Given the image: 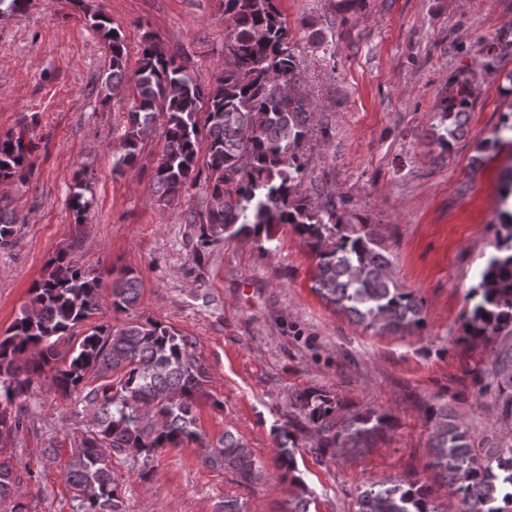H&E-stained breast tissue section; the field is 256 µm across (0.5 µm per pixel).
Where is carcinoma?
I'll return each instance as SVG.
<instances>
[{"label":"carcinoma","instance_id":"obj_1","mask_svg":"<svg viewBox=\"0 0 512 512\" xmlns=\"http://www.w3.org/2000/svg\"><path fill=\"white\" fill-rule=\"evenodd\" d=\"M91 19L112 50L105 87L117 93L131 83L135 90L114 166L134 165L144 136L165 114V144L153 182L166 205L205 185L200 208L186 215L199 231L196 256L226 238L269 243L276 228L288 225L317 258L316 290L335 309L389 334L422 326L423 302L392 277V245L381 225L368 223L328 181L313 176L303 146L315 129V106L278 0H224V70L209 86L165 54L151 34L138 66L129 71L120 32L95 14ZM476 85V74L467 68L448 81L440 100L445 126L435 136L444 152L464 132ZM34 148L21 133L0 135V180L24 177ZM505 148L512 149V112L502 115L482 144L489 152ZM90 191L86 180L74 177L69 202L79 224L90 207ZM15 224L0 197V250L16 247ZM490 229L493 252L470 290L473 305L465 323V335L486 341L512 335V171ZM110 274L105 292L102 274L74 264L68 249L58 251L31 289L29 306L0 333V439L22 427L23 406L16 400L28 394L34 377L49 371L60 394L83 390L82 400L93 411L65 474L73 512H124L112 461L147 460L161 448L186 442L209 448L204 463L240 484L264 481L268 471L240 435L226 428L217 443L207 445L196 427L207 373L194 354L195 337L146 320L105 322L73 341L103 300L115 316L129 314L137 303L141 279L135 271ZM498 375V386L509 390L503 412L512 415V348L504 351ZM87 378L100 383L87 389ZM290 407L294 417L275 428V468L297 488L287 512H311L314 498L297 475L300 435L316 436L312 451L322 461L338 449L370 447L393 418L373 409L352 412L336 395L318 389L293 393ZM426 417L433 424L427 467L457 497L462 512H512V448L491 453L476 447L446 403L428 406ZM16 484L12 457L0 448V505L26 512L15 499ZM356 505V512H440L431 487L419 480L370 484L359 491Z\"/></svg>","mask_w":512,"mask_h":512}]
</instances>
